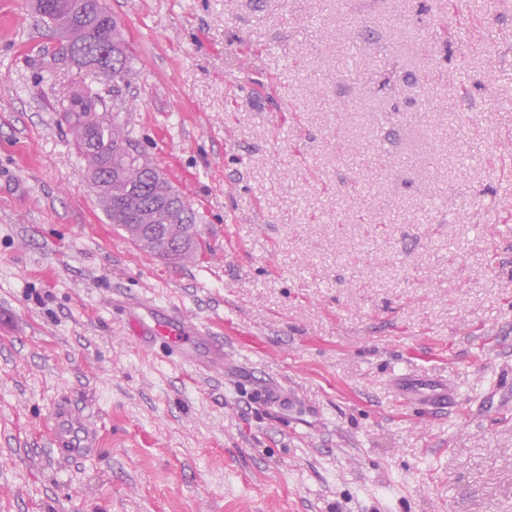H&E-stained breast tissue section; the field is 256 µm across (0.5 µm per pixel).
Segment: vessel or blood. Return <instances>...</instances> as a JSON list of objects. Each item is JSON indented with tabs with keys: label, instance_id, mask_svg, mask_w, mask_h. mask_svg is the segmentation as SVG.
<instances>
[{
	"label": "vessel or blood",
	"instance_id": "b4317fda",
	"mask_svg": "<svg viewBox=\"0 0 512 512\" xmlns=\"http://www.w3.org/2000/svg\"><path fill=\"white\" fill-rule=\"evenodd\" d=\"M137 334L146 341L170 346L183 364L198 373L224 368V341L197 319L156 306L149 321H137ZM395 383L403 403L436 413L448 408L455 392L447 383L412 373L398 374ZM50 444L71 458L91 455L100 444L98 429L89 423L82 407L68 402L56 404L49 416Z\"/></svg>",
	"mask_w": 512,
	"mask_h": 512
}]
</instances>
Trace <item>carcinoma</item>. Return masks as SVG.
Masks as SVG:
<instances>
[{"label": "carcinoma", "instance_id": "carcinoma-1", "mask_svg": "<svg viewBox=\"0 0 512 512\" xmlns=\"http://www.w3.org/2000/svg\"><path fill=\"white\" fill-rule=\"evenodd\" d=\"M30 7L53 31L58 33L69 30V12L54 13L47 5L42 8L37 6L36 0H31ZM71 36L73 44L67 48L68 59L81 65L94 60L97 46L103 42L111 41L122 46V53L112 59V82L128 83L132 69L128 46L125 45L120 27L104 28L93 36L75 32ZM61 112L77 154L84 161L87 171L98 175L92 188L108 221L121 229L141 252L151 257L164 258L166 249L161 242L152 241L147 246L141 243L138 230L150 224L163 225L167 238L172 241L187 239L185 249L167 257V260L180 262L195 255L198 248L195 213L189 217L190 223L184 224L170 220L165 210L147 204L141 209L137 223L123 220L120 203L128 198L130 185L142 184L149 200L164 198L176 192V189L151 160L139 151L136 143L114 124L109 112L103 109L102 96L90 86L78 85L62 101Z\"/></svg>", "mask_w": 512, "mask_h": 512}]
</instances>
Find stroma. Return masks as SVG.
Here are the masks:
<instances>
[{"label":"stroma","instance_id":"1","mask_svg":"<svg viewBox=\"0 0 512 512\" xmlns=\"http://www.w3.org/2000/svg\"><path fill=\"white\" fill-rule=\"evenodd\" d=\"M107 4L116 121L200 254L109 223L54 107L112 86L0 0V512H512V0ZM132 295L223 373L139 342ZM403 370L455 406L403 408ZM61 401L97 453H52ZM126 307H149L150 321L136 320V333L147 342L176 350L183 364L198 373L224 371V340L193 317L174 313L165 307L127 298Z\"/></svg>","mask_w":512,"mask_h":512}]
</instances>
